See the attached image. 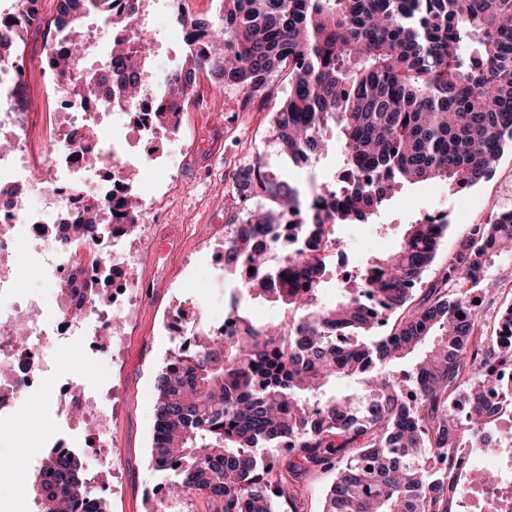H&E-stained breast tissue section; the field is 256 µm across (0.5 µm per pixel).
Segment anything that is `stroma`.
Masks as SVG:
<instances>
[{
	"instance_id": "35a3bbf8",
	"label": "stroma",
	"mask_w": 512,
	"mask_h": 512,
	"mask_svg": "<svg viewBox=\"0 0 512 512\" xmlns=\"http://www.w3.org/2000/svg\"><path fill=\"white\" fill-rule=\"evenodd\" d=\"M23 107L30 112L52 109L44 72L42 32L25 34L22 45ZM240 95L216 87L210 77L198 75L196 94L182 115L183 129L193 131L188 140L166 142L167 165L176 174L173 200L161 224L148 227L151 250L135 272L144 289L138 313L126 338L122 366L113 379L117 406L112 413V436L118 468L107 485L93 484L95 495L105 499L109 512H152L170 480L150 461L157 394L155 376L176 344L164 323L176 307L196 312L201 322L223 318L226 297L223 277L214 269L224 251V226L239 206L224 195L235 170L262 158L274 172L287 173L298 183L329 181L341 157L329 153L318 169L288 165L270 136L271 114L255 104L238 106ZM512 209V150H505L493 176L481 185L449 193L443 183L405 187L371 224L340 226L346 252L362 261L376 251L391 252L400 243L407 224L428 215L445 214L450 224L438 257L447 259L473 224L489 223L501 210ZM47 396L38 392L23 398L13 420L0 424V512H14L24 486L9 470L18 458L46 452L54 433L47 412ZM36 424H27L29 413Z\"/></svg>"
}]
</instances>
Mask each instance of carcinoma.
<instances>
[{
	"label": "carcinoma",
	"instance_id": "carcinoma-1",
	"mask_svg": "<svg viewBox=\"0 0 512 512\" xmlns=\"http://www.w3.org/2000/svg\"><path fill=\"white\" fill-rule=\"evenodd\" d=\"M220 2L209 22L176 18L188 52L157 82L151 123L178 127L197 72L207 70L240 92L242 109L257 98L271 109L272 139L289 161L334 150L342 166L309 208L304 188L260 158L234 173L235 196L269 202L224 225L235 331L195 337L158 372L151 461L172 474L167 495L190 493L212 512H288V478L314 471L333 473L323 512H448V488L467 492L448 482L458 449L479 436L488 448L512 438L507 420L485 434L498 415L488 395H512V382L496 375L512 341L497 337L471 298L501 293L494 266L512 254V209L471 225L429 283L448 231L438 217L406 225L395 251L344 275L329 257L343 247L337 226L372 223L407 185L475 187L512 149V0ZM122 8L134 15L140 0H58L68 46L51 64L64 71L81 55L75 36L87 12L107 20ZM26 32L23 21H0V57L19 54ZM152 46L147 35L113 41L86 81H103L112 67L126 97H138L154 81ZM276 74L288 80L283 98L269 86ZM93 137L86 130L77 153L88 167L99 158ZM108 209L133 215L122 229L133 236L134 196L87 205L81 223L103 232ZM295 228L306 250L278 252L281 231ZM332 280L339 295L326 304L320 291ZM245 298L275 304L283 318L253 322ZM341 378L355 388L329 393ZM460 398L466 419L455 412ZM281 446L293 456L285 467L262 461ZM81 470L74 455H46L33 481L40 512H107Z\"/></svg>",
	"mask_w": 512,
	"mask_h": 512
}]
</instances>
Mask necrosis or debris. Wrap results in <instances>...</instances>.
I'll list each match as a JSON object with an SVG mask.
<instances>
[{
  "label": "necrosis or debris",
  "instance_id": "necrosis-or-debris-1",
  "mask_svg": "<svg viewBox=\"0 0 512 512\" xmlns=\"http://www.w3.org/2000/svg\"><path fill=\"white\" fill-rule=\"evenodd\" d=\"M141 28L138 17L113 11L108 24H88L87 52L69 71L49 69L54 101L66 121L35 153L28 147V115L18 101L19 72L11 57L0 58V136L12 143L11 150L0 152V191L21 186L36 194L35 200L19 208L0 201V321L13 330L12 336L0 338V420L15 416L22 396L59 379L50 344L102 341L110 354L103 379L90 386L66 381L63 391L52 398L55 420L80 417L86 424L83 443L53 440V448L67 454L82 446L98 451L112 447V409L106 401L121 363L124 329L136 317L137 280L128 276L114 285L103 303L91 283L92 274L115 267L129 272L140 264L144 252L141 243H123L118 235L65 244L60 237L76 221L86 196L137 195L143 220L151 223L161 220L159 202L167 192L163 185L144 190L132 178L135 167L158 165L164 154L155 126L142 119L154 104L151 89L143 88L132 102L112 98L102 110L82 81L85 65L98 62L115 36L129 39ZM88 125L99 126L104 133L99 169L107 177L93 184L87 181L88 169L73 159L72 132ZM22 268L43 281L51 292L49 300L30 299L20 290ZM464 461L467 467L488 468L497 475L493 487L467 492V500L484 498L481 512H512V441L495 448L471 446Z\"/></svg>",
  "mask_w": 512,
  "mask_h": 512
}]
</instances>
